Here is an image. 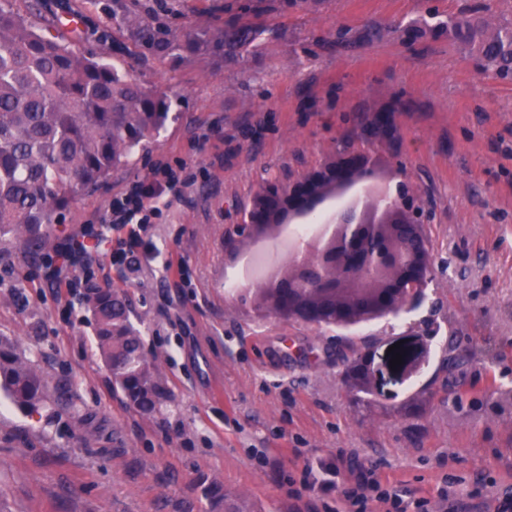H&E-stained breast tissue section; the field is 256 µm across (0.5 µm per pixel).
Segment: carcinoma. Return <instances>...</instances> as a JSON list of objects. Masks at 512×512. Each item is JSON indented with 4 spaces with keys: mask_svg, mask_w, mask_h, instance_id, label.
Here are the masks:
<instances>
[{
    "mask_svg": "<svg viewBox=\"0 0 512 512\" xmlns=\"http://www.w3.org/2000/svg\"><path fill=\"white\" fill-rule=\"evenodd\" d=\"M482 10L476 5L450 14L429 32H448L449 40L468 49L479 72L512 80V23L490 32ZM136 37L149 50L169 46L148 25H137ZM247 42L248 32L231 17L209 41L186 35L183 48L195 52L204 46L225 56ZM168 115L165 95L32 31L0 7V242L22 237L38 253L58 213L145 148ZM82 302L113 388L134 408L155 411L169 394L163 372L144 352L141 333L129 319L127 296L97 289ZM0 389L31 412L46 398L43 375L2 339Z\"/></svg>",
    "mask_w": 512,
    "mask_h": 512,
    "instance_id": "carcinoma-1",
    "label": "carcinoma"
}]
</instances>
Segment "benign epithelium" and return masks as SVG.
Returning <instances> with one entry per match:
<instances>
[{
    "label": "benign epithelium",
    "mask_w": 512,
    "mask_h": 512,
    "mask_svg": "<svg viewBox=\"0 0 512 512\" xmlns=\"http://www.w3.org/2000/svg\"><path fill=\"white\" fill-rule=\"evenodd\" d=\"M376 161L364 151L338 152L320 166L295 178L263 183L235 233L255 239L274 234L273 211L313 219V186L344 180L349 171L362 173L359 201L332 210L316 238L289 250L287 271L253 280L233 295L241 304L263 308L273 317L307 325L349 327L407 313L420 307L435 278L433 254L423 226L430 215L402 162L396 179L376 194L371 174ZM374 373L373 348L366 347L345 362L341 382L357 397Z\"/></svg>",
    "instance_id": "7a95c632"
}]
</instances>
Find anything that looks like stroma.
<instances>
[{
	"label": "stroma",
	"instance_id": "obj_1",
	"mask_svg": "<svg viewBox=\"0 0 512 512\" xmlns=\"http://www.w3.org/2000/svg\"><path fill=\"white\" fill-rule=\"evenodd\" d=\"M476 3L489 28L512 20V0H21L38 33L167 95L170 117L64 212L42 242L48 261L23 241L0 244V337L48 385L33 414L0 394V512H220L217 484L253 512H358L339 500L348 467L330 494L305 483L306 465L350 457L406 512H440L446 486L465 505L491 485L512 493V82L424 31L430 13ZM226 4L264 34L233 61L183 49L189 32L217 35ZM138 23L171 49L139 47ZM344 148L371 149L384 168L401 158L432 211L424 230L440 269L416 315L432 336L317 329L224 288L225 236L258 186ZM160 159L193 184L149 227L157 259L114 264L97 236L114 248L128 232L101 219ZM77 241L91 257L61 271ZM94 288L128 294L170 392L156 412L113 389L80 302ZM365 346L374 393L354 403L342 361Z\"/></svg>",
	"mask_w": 512,
	"mask_h": 512
}]
</instances>
